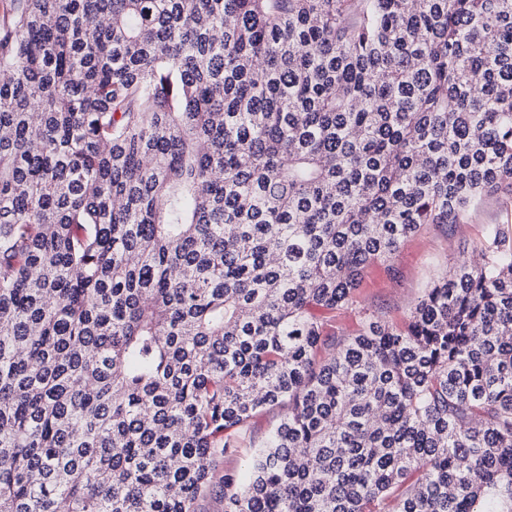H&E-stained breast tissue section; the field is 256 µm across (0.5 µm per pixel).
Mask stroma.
I'll return each mask as SVG.
<instances>
[{"label": "stroma", "instance_id": "1", "mask_svg": "<svg viewBox=\"0 0 512 512\" xmlns=\"http://www.w3.org/2000/svg\"><path fill=\"white\" fill-rule=\"evenodd\" d=\"M505 197L502 191L487 195L457 223L425 225L401 245L393 260L394 274L378 266L366 271L358 291L362 306L390 321H401L430 282L452 270L488 225L512 222Z\"/></svg>", "mask_w": 512, "mask_h": 512}]
</instances>
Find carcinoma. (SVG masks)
Here are the masks:
<instances>
[{"label":"carcinoma","instance_id":"carcinoma-1","mask_svg":"<svg viewBox=\"0 0 512 512\" xmlns=\"http://www.w3.org/2000/svg\"><path fill=\"white\" fill-rule=\"evenodd\" d=\"M503 187L512 0H4L0 512H512V225L324 324ZM505 197V191L487 195L457 224H426L401 245L393 260L394 275L378 266L366 271L358 291L361 305L391 322H400L430 282L452 270L471 250L488 224L512 222ZM359 328V317L357 310L343 309L336 311V317L328 322L326 331L336 336L354 333Z\"/></svg>","mask_w":512,"mask_h":512}]
</instances>
